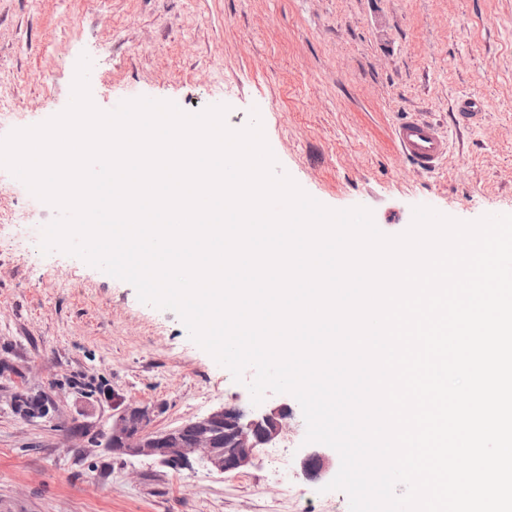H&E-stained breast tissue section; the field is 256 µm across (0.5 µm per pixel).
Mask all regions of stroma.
<instances>
[{"label": "stroma", "mask_w": 512, "mask_h": 512, "mask_svg": "<svg viewBox=\"0 0 512 512\" xmlns=\"http://www.w3.org/2000/svg\"><path fill=\"white\" fill-rule=\"evenodd\" d=\"M94 105H227L259 113L278 172L332 209L368 208L379 230L429 206L462 221L512 214V0H0V137L41 124L72 96L81 56ZM481 114L456 122L462 101ZM418 112L449 136L431 173L391 130ZM59 215L0 167V512H349L304 474L306 423L228 474L173 472L112 455V403L154 410L164 430L250 405L243 382L172 310L82 259L40 250ZM48 404L32 418L17 394Z\"/></svg>", "instance_id": "obj_1"}]
</instances>
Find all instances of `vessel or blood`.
<instances>
[{"mask_svg":"<svg viewBox=\"0 0 512 512\" xmlns=\"http://www.w3.org/2000/svg\"><path fill=\"white\" fill-rule=\"evenodd\" d=\"M399 154L417 171L435 170L448 155V136L419 113L406 114L393 128Z\"/></svg>","mask_w":512,"mask_h":512,"instance_id":"obj_1","label":"vessel or blood"}]
</instances>
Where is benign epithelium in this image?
Wrapping results in <instances>:
<instances>
[{
	"instance_id": "1",
	"label": "benign epithelium",
	"mask_w": 512,
	"mask_h": 512,
	"mask_svg": "<svg viewBox=\"0 0 512 512\" xmlns=\"http://www.w3.org/2000/svg\"><path fill=\"white\" fill-rule=\"evenodd\" d=\"M292 415L284 402L254 409L231 405L173 429L155 430L149 408L117 401L106 447L115 455L149 458L174 470L198 465L225 474L251 465L257 449L280 437ZM331 460V449L311 448L301 465L305 474L319 476L330 472Z\"/></svg>"
}]
</instances>
